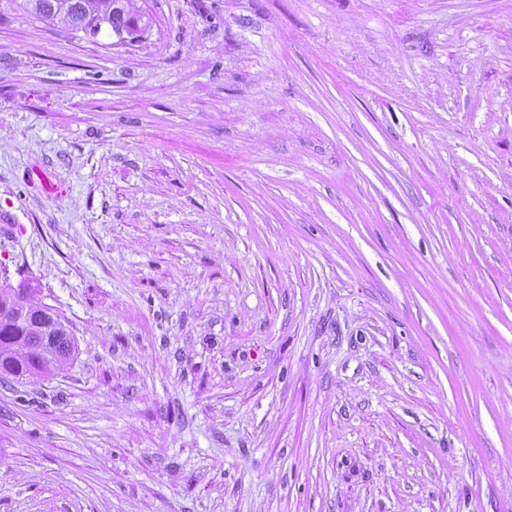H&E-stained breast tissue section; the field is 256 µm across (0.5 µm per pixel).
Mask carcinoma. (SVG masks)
Here are the masks:
<instances>
[{
    "label": "carcinoma",
    "instance_id": "cac0c4a2",
    "mask_svg": "<svg viewBox=\"0 0 512 512\" xmlns=\"http://www.w3.org/2000/svg\"><path fill=\"white\" fill-rule=\"evenodd\" d=\"M77 7L92 14L90 20L97 24L98 31L108 35L124 32L126 34L138 33L148 23L142 22V16H134L123 9L116 7L106 21L95 17L99 8L109 6V0H76ZM36 288L22 281L18 285H0V304H8L21 296H33ZM55 353L57 363L51 364L44 357L43 337L34 330H27L0 317V379L12 377L14 379L41 378L52 370L58 369L74 356L76 344L71 336L55 337Z\"/></svg>",
    "mask_w": 512,
    "mask_h": 512
}]
</instances>
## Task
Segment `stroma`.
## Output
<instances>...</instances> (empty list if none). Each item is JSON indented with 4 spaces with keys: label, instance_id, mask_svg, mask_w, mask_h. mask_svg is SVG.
Wrapping results in <instances>:
<instances>
[{
    "label": "stroma",
    "instance_id": "35a3bbf8",
    "mask_svg": "<svg viewBox=\"0 0 512 512\" xmlns=\"http://www.w3.org/2000/svg\"><path fill=\"white\" fill-rule=\"evenodd\" d=\"M133 5L0 0V512H512V0ZM76 1V2H75ZM56 0L51 12H45L49 19L61 18L71 30L90 35L87 27L88 20L81 15V10L90 14L99 13V8H107L109 0ZM80 2V3H79ZM76 3V4H75ZM77 7L79 8H76ZM111 9L112 13L109 18L106 19L105 23H103L99 17L91 16L89 18V21H95L98 27V32L94 37H96L101 31L109 36H112V33L120 32L134 34L140 32L143 28L149 25V22L147 21L143 23V26H140L143 17L142 15L134 16L133 14L124 11L122 8H113L112 6L108 12H110ZM36 291V288L25 281L20 282L16 287L11 284L0 285V305H2V303H9L8 306L5 307V310L9 311L10 317L18 323L24 322L28 318L30 307L35 305L28 299L14 300L20 296L27 295L31 301H34L32 296ZM57 363L49 364L43 353V336L38 331L14 325L0 313V379H34L58 369L74 356L72 336H55Z\"/></svg>",
    "mask_w": 512,
    "mask_h": 512
}]
</instances>
